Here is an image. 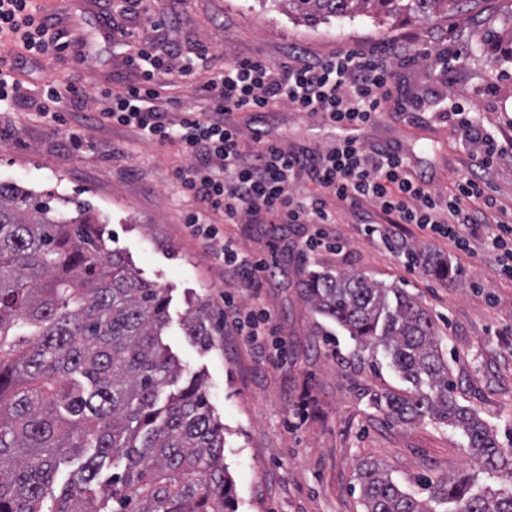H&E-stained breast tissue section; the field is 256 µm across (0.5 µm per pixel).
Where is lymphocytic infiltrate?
Here are the masks:
<instances>
[{
    "label": "lymphocytic infiltrate",
    "instance_id": "f902f5d3",
    "mask_svg": "<svg viewBox=\"0 0 512 512\" xmlns=\"http://www.w3.org/2000/svg\"><path fill=\"white\" fill-rule=\"evenodd\" d=\"M59 23L55 14L37 11L33 0H0V108L34 104L54 130L64 131L77 145L87 97L81 82L56 79L32 95L18 78L24 59L56 57L66 49ZM434 55L444 63L453 58L447 47L435 52L425 43L393 42L375 54L343 49L325 59L292 50L287 62L278 66L258 56H237L221 69L209 70L204 66L211 56L207 46H198L191 57L176 46L161 56L151 38L133 37L127 42L125 63L138 78L119 92L102 89L100 97L107 106L93 120L130 129L161 145L179 144L186 163L174 177L192 203L185 222L204 227L208 241L218 243L225 269L252 291L268 283L266 260L225 241L210 216L222 215L228 224L246 217L260 224H331V198L352 210L362 235L380 237L387 248H398L409 270L418 268L419 258L401 242L416 229L512 281L511 211L490 197L482 177L512 153V139L498 144L468 108L456 104L448 118L462 142L473 147L474 170L444 194L412 175L404 150L349 134L381 117L395 65ZM174 73L183 79L204 74L207 111L168 110L159 88ZM281 105L333 125L341 137L323 150H289L268 141L246 150L234 113L267 112ZM301 174L315 188L305 200L288 193Z\"/></svg>",
    "mask_w": 512,
    "mask_h": 512
}]
</instances>
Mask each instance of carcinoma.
I'll use <instances>...</instances> for the list:
<instances>
[{
	"mask_svg": "<svg viewBox=\"0 0 512 512\" xmlns=\"http://www.w3.org/2000/svg\"><path fill=\"white\" fill-rule=\"evenodd\" d=\"M309 25L373 13L426 20L460 15L474 0H274ZM306 302L364 349L382 348L410 387L385 397L402 422L425 416L463 433L482 473L430 481L428 499L400 488L377 462L358 464L364 512H512V448L460 405L431 314L402 288L360 272L309 271ZM167 297L108 247L103 225L79 208L64 218L42 196L0 184V512H236L224 464V426L195 376L162 342ZM211 346L204 308L184 321ZM126 460L98 497L103 469ZM68 459L82 465L61 485Z\"/></svg>",
	"mask_w": 512,
	"mask_h": 512,
	"instance_id": "obj_1",
	"label": "carcinoma"
}]
</instances>
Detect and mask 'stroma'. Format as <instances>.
<instances>
[{
  "label": "stroma",
  "mask_w": 512,
  "mask_h": 512,
  "mask_svg": "<svg viewBox=\"0 0 512 512\" xmlns=\"http://www.w3.org/2000/svg\"><path fill=\"white\" fill-rule=\"evenodd\" d=\"M106 0H48L63 21L79 19L84 42L59 58L21 66V78L40 86L73 74L90 98L86 114L102 108L99 87L121 90L134 80L119 47L100 35ZM134 33L156 23L158 50L207 45L211 66L236 56H259L278 65L290 48L325 57L343 48L361 51L407 39L434 41L448 34L455 57L448 68L433 61L396 67L392 84L403 99L426 103L423 116L384 112L364 132L372 143L400 145L417 175L441 192L471 169L445 110L449 99L477 98L493 136L512 133V63L494 37L512 31V0H473L459 16L425 21L374 16L334 19L315 26L289 17L273 0H152L148 14L119 16ZM245 138L284 147L324 149L336 128L281 107L240 112ZM81 145L50 129L35 108L0 112V183L15 184L51 200L61 211L89 204L104 224L111 248L169 298L164 341L184 365L183 380L202 375L208 401L224 426V462L237 492L238 512H363L357 465L380 462L393 481L428 498L425 479L475 472L457 429L430 419L401 422L377 399L404 389L383 351L364 350L335 322L314 313L300 294L304 271L355 270L405 289L432 315L441 349L456 384V397L497 430L512 428V282L484 264L434 242L422 232L407 237L421 259L407 272L380 241L363 238L354 214L337 206L324 230L344 244L342 252L318 250L303 257L312 224L224 225L240 250L275 267L259 295L240 287L216 257L217 244L183 217V195L174 170L184 159L177 144L161 145L130 131L96 124L81 131ZM451 264L453 276L433 269ZM232 295L234 307L224 305ZM206 305L220 333L205 350L186 335L188 311ZM260 305L272 319L262 347L247 343L237 311Z\"/></svg>",
  "instance_id": "obj_1"
}]
</instances>
